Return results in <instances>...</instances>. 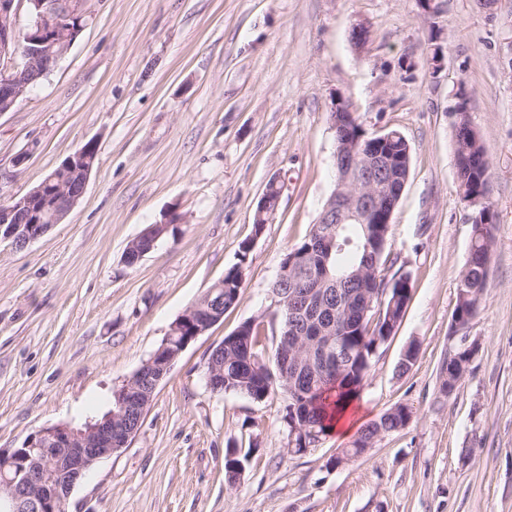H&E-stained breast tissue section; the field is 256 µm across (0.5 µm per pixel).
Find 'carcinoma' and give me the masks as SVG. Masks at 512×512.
<instances>
[{"mask_svg": "<svg viewBox=\"0 0 512 512\" xmlns=\"http://www.w3.org/2000/svg\"><path fill=\"white\" fill-rule=\"evenodd\" d=\"M336 119L344 125L353 138H367L351 112H338ZM470 115L460 112L455 116V152L458 187L468 199L487 192L489 163L481 139L474 137ZM409 145L398 136L383 145V150L398 160L411 161L407 155ZM326 230L314 224L310 234L295 245L283 260L295 258L287 278H279L272 285L274 290L288 289V295H298L306 287L319 288L330 294L328 306L333 314L320 323L324 335L344 337L343 345L336 350L334 362L329 366L302 365L298 372L283 375L279 350H274L269 360L256 365L251 356L260 353V324L245 321L224 337V389L262 401L270 394L280 392L288 398V410L284 417L287 429L298 424L306 429V444L315 448L326 434L328 420L339 404L353 399L367 375L377 348L394 332L409 298L408 276H401L389 288L384 301H379V291L386 289L381 268L387 263L386 252L390 225L342 224L334 230L335 241L326 245L314 243L317 234ZM496 224L491 211L472 225L469 255L461 271L454 313L461 325H467L476 315L486 288L491 253L495 243ZM250 251L243 243L239 263L229 269L224 278L213 283L206 291L213 309L234 306L241 295L243 283L239 269ZM376 296L373 310L365 321L353 314L354 301L360 296ZM312 328H298L299 355H318L319 347L311 337ZM469 354L465 347L458 348L440 369L439 392L448 397L468 371ZM406 406H394L367 423L357 433L350 446L343 448L330 459L334 464L342 458L353 459L364 453L373 438L400 432L406 427ZM242 471L241 460L235 452L224 457V479L234 486Z\"/></svg>", "mask_w": 512, "mask_h": 512, "instance_id": "carcinoma-1", "label": "carcinoma"}]
</instances>
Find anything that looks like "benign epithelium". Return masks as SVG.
Instances as JSON below:
<instances>
[{
    "instance_id": "1",
    "label": "benign epithelium",
    "mask_w": 512,
    "mask_h": 512,
    "mask_svg": "<svg viewBox=\"0 0 512 512\" xmlns=\"http://www.w3.org/2000/svg\"><path fill=\"white\" fill-rule=\"evenodd\" d=\"M34 17L25 30L31 38L35 30L41 39L32 42L44 61H57L66 52L70 29L63 27L48 0H0V72L5 80L0 89L16 99L25 92L27 75L35 62L22 50L16 29L21 7ZM336 168L338 187L326 204L322 219L326 224H388L401 198L407 180L395 173L391 160L381 152V139L352 141L345 132L338 135ZM92 167L83 170L79 184L62 185L47 194L44 187L56 180L52 175L41 186L13 204L0 209V242L8 241L21 249L44 235L51 225L42 223L46 210L55 223L62 222L82 197ZM275 195L265 191L257 206V221L268 223L275 214L281 194L279 180L270 181ZM326 311L322 295H307L300 314L314 320ZM221 318L199 303L180 315L169 335L179 336L177 346L163 358L172 363L188 344L207 332ZM122 410L110 413L102 422L82 427L57 425L31 435L22 448L0 449V512H61L75 484L102 458L123 448L137 432L151 400L133 385L126 386Z\"/></svg>"
}]
</instances>
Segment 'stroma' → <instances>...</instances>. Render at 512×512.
Masks as SVG:
<instances>
[{"label":"stroma","mask_w":512,"mask_h":512,"mask_svg":"<svg viewBox=\"0 0 512 512\" xmlns=\"http://www.w3.org/2000/svg\"><path fill=\"white\" fill-rule=\"evenodd\" d=\"M80 37L0 115V201L21 197L88 141L96 165L62 223L24 248L0 243V448L94 418L174 321L244 263L237 304L182 352L136 434L72 489L67 512H512V0H87ZM368 38L355 47L351 30ZM440 46L441 69L427 63ZM466 95L489 162L496 238L484 300L453 330L474 208L458 189L452 112ZM367 134L400 131L410 176L392 217L386 280L410 299L349 413L302 454L282 394L207 386L224 336L259 321L275 348L271 285L337 181L335 100ZM277 211L253 215L271 180ZM184 218L138 264L128 244ZM251 241L240 261L243 241ZM413 368L399 373L409 344ZM476 345L451 397L442 363ZM403 404L413 417L363 456L330 458ZM236 448L243 470L224 481Z\"/></svg>","instance_id":"obj_1"}]
</instances>
